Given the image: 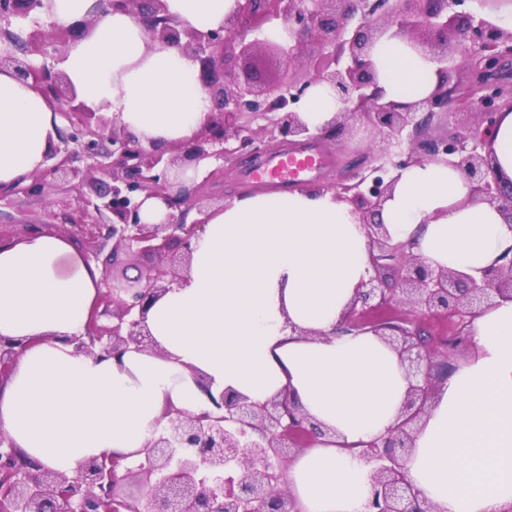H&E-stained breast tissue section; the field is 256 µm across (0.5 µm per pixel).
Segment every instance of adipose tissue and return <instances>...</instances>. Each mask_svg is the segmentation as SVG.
I'll use <instances>...</instances> for the list:
<instances>
[{"instance_id":"1","label":"adipose tissue","mask_w":512,"mask_h":512,"mask_svg":"<svg viewBox=\"0 0 512 512\" xmlns=\"http://www.w3.org/2000/svg\"><path fill=\"white\" fill-rule=\"evenodd\" d=\"M59 23L91 19L61 68L79 102L112 115L142 142L194 137L211 103L197 64L153 42L128 11L96 0H53ZM239 0H164L179 27L216 29ZM385 100L412 104L437 87L436 63L403 34L373 47ZM342 104L312 86L302 119L325 127ZM50 102L0 70V187L43 168L57 139ZM489 151L512 190V110L498 113ZM380 220L392 241L434 268L473 277L512 248V214L436 163L399 170ZM370 244L351 205L300 188L236 198L212 209L193 242L188 272L147 316L152 345L117 357L75 354L98 299L100 267L74 242L40 232L0 248V338L27 343L0 382V431L29 461L76 473L90 458L141 460L167 426V409L212 411L211 395L256 402L290 398L325 435L288 468L301 512H365L371 469L357 452L401 420L411 381L379 336L343 332L342 316L372 276ZM471 355L437 390L403 467L436 512H506L512 506V301L469 326Z\"/></svg>"}]
</instances>
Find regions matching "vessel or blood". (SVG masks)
<instances>
[{
    "label": "vessel or blood",
    "instance_id": "vessel-or-blood-1",
    "mask_svg": "<svg viewBox=\"0 0 512 512\" xmlns=\"http://www.w3.org/2000/svg\"><path fill=\"white\" fill-rule=\"evenodd\" d=\"M328 162V156L316 148L278 150L262 168L251 173L249 180L258 186L285 188L319 172Z\"/></svg>",
    "mask_w": 512,
    "mask_h": 512
}]
</instances>
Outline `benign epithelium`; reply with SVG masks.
Wrapping results in <instances>:
<instances>
[{
	"label": "benign epithelium",
	"mask_w": 512,
	"mask_h": 512,
	"mask_svg": "<svg viewBox=\"0 0 512 512\" xmlns=\"http://www.w3.org/2000/svg\"><path fill=\"white\" fill-rule=\"evenodd\" d=\"M465 0H243L224 26L207 31L180 29L164 16L163 0H98L101 10L129 11L146 27L152 40L189 55L198 63L197 78L211 102L210 115L190 140L163 148L144 146L114 119H107L76 102L66 75L48 63L61 61L69 42L85 33L90 22L62 25L52 20L51 0H0V32L20 41L25 52L41 59L19 60L5 51L0 69L9 68L52 102L68 122V132L52 146L46 165L26 186L9 192L43 196L58 182L76 191L74 202L53 214L54 221L27 225V233L64 231L75 240L104 239L112 247L95 253L101 264L99 303L120 309L117 321L102 324L91 316L85 332L71 337L75 352L116 356L129 346L146 349L152 338L147 311L156 298L184 276L190 264L192 241L205 226L200 218L186 223L191 210L206 214L205 186L224 174L222 161L240 159L256 167L268 143L296 144L341 135L344 119L365 120L378 128L388 143L399 141L413 126L402 168L419 161L444 163L461 170L484 200L512 213V195L503 193L486 149L497 113L512 107V80L504 77L512 59V33L482 18L456 10ZM285 25L288 39L267 35L276 21ZM21 25L16 34L10 30ZM407 34L417 50L438 65L440 81L422 101L403 105L384 102L377 85L371 49L391 29ZM256 38L246 40L247 35ZM315 50L303 54L308 44ZM240 48L245 65L230 70L231 55ZM266 52L290 63L302 56L305 74L286 85L258 83L257 53ZM461 55L469 66V83L454 78L448 62ZM325 82L343 104L331 124L315 131L302 121L293 105L315 83ZM475 117L464 133L444 141L422 137L438 115L453 110ZM424 113L420 120L415 114ZM204 159L221 162L199 183L186 185L180 167ZM82 161L84 166L75 162ZM384 167L367 189L359 172L351 183L328 187L354 207L378 253L371 255L375 275L359 290L344 322V330H370L382 336L400 355L414 380L404 405L403 421L388 436L364 444L359 456L373 465L367 512H433L419 498L402 460L413 448L414 425L425 412L437 385L433 370L448 365L425 330L409 318H399L392 306L455 319L457 331L450 347L469 343L470 320L496 298L512 299V248L504 262L484 271L481 279L444 268H432L420 257L392 242L377 220L382 202L397 177L384 179ZM159 196L169 208L163 224H144L140 197ZM140 257L152 265L128 269ZM388 269L385 276L381 270ZM22 343H0V379L7 376ZM216 412L190 415L170 409L168 426L146 446L143 462L124 466L119 457L91 458L79 471L40 470L24 463L12 443L0 434V512H298L280 469L293 448L308 446L319 435L316 424L290 404L277 399L251 401L240 395L211 397ZM145 480L140 492L128 493L131 479Z\"/></svg>",
	"instance_id": "obj_1"
}]
</instances>
